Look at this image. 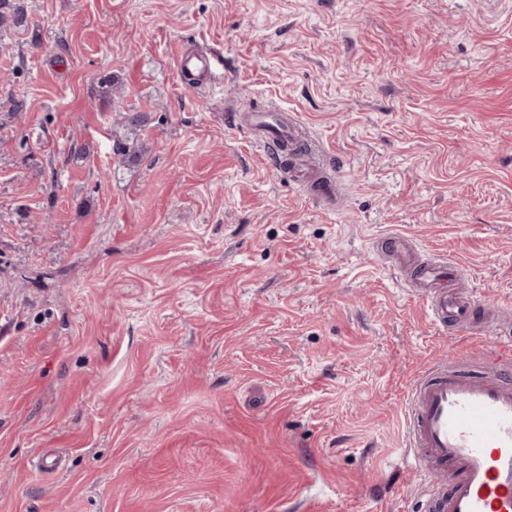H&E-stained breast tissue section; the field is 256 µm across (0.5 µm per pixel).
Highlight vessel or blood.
Wrapping results in <instances>:
<instances>
[{
    "mask_svg": "<svg viewBox=\"0 0 512 512\" xmlns=\"http://www.w3.org/2000/svg\"><path fill=\"white\" fill-rule=\"evenodd\" d=\"M178 69L194 85L215 84L224 58L213 51L180 53ZM244 123L260 134L265 147L292 138L294 125L284 124L268 107L246 113ZM388 250L409 276L432 321L465 331H483L476 316L481 305L459 291L458 266L447 259L415 261L406 240L388 237ZM460 369L430 368L416 383L409 399L405 461L423 478L440 473L432 489L429 512H512V336L477 355H460Z\"/></svg>",
    "mask_w": 512,
    "mask_h": 512,
    "instance_id": "vessel-or-blood-1",
    "label": "vessel or blood"
}]
</instances>
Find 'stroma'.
<instances>
[{"label":"stroma","instance_id":"1","mask_svg":"<svg viewBox=\"0 0 512 512\" xmlns=\"http://www.w3.org/2000/svg\"><path fill=\"white\" fill-rule=\"evenodd\" d=\"M266 106L332 211L239 123ZM388 235L512 330V0H5L0 512H423L405 400L491 344L432 324ZM177 63L183 77L195 86H213L224 71L223 56L213 51L181 52Z\"/></svg>","mask_w":512,"mask_h":512}]
</instances>
